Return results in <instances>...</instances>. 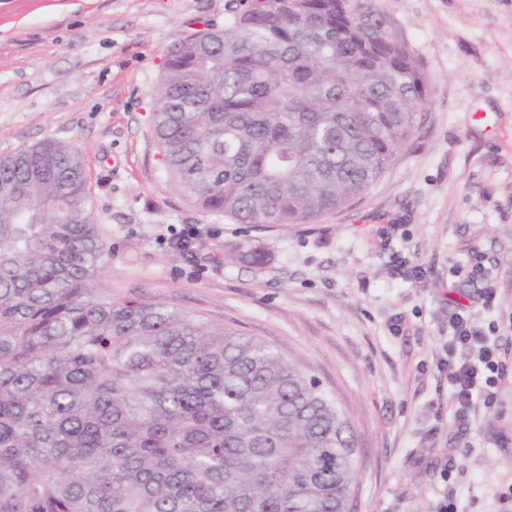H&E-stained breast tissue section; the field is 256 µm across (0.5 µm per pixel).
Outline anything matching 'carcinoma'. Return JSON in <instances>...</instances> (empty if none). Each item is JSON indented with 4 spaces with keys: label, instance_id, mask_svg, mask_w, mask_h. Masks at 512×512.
<instances>
[{
    "label": "carcinoma",
    "instance_id": "carcinoma-1",
    "mask_svg": "<svg viewBox=\"0 0 512 512\" xmlns=\"http://www.w3.org/2000/svg\"><path fill=\"white\" fill-rule=\"evenodd\" d=\"M430 87L378 0H250L179 37L155 92L175 189L316 224L380 181ZM81 154L0 158V512H349L347 415L267 343L102 287Z\"/></svg>",
    "mask_w": 512,
    "mask_h": 512
}]
</instances>
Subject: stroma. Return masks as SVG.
Masks as SVG:
<instances>
[{
	"mask_svg": "<svg viewBox=\"0 0 512 512\" xmlns=\"http://www.w3.org/2000/svg\"><path fill=\"white\" fill-rule=\"evenodd\" d=\"M430 82L422 127L361 199L315 224H234L171 186L154 93L175 40L239 0H0V157L47 138L82 153L109 247L102 285L262 340L350 417L351 512H501L512 484V371L468 431L448 417V292L484 257L512 355V0H379ZM219 229L197 259L164 245ZM260 264L241 259L246 250ZM459 469L440 473L449 459ZM201 237V229L196 224H186L179 230L172 233L168 244L172 248L182 250L186 255L193 256L198 240Z\"/></svg>",
	"mask_w": 512,
	"mask_h": 512,
	"instance_id": "stroma-1",
	"label": "stroma"
}]
</instances>
